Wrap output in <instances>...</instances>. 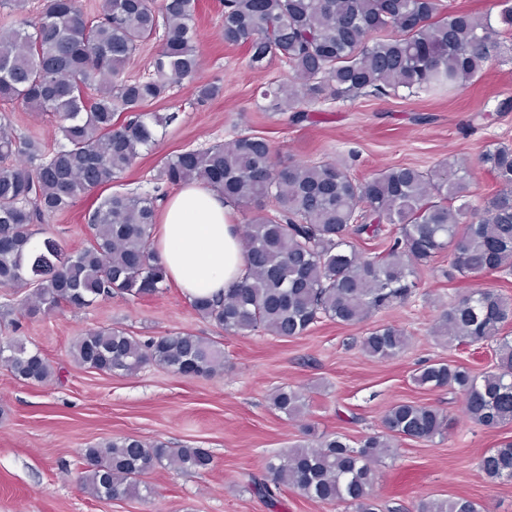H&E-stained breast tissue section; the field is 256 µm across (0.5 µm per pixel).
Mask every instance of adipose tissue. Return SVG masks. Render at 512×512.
<instances>
[{
	"label": "adipose tissue",
	"mask_w": 512,
	"mask_h": 512,
	"mask_svg": "<svg viewBox=\"0 0 512 512\" xmlns=\"http://www.w3.org/2000/svg\"><path fill=\"white\" fill-rule=\"evenodd\" d=\"M167 278L187 296L223 297L247 273L242 229L216 192L197 183L168 202L154 231Z\"/></svg>",
	"instance_id": "obj_1"
}]
</instances>
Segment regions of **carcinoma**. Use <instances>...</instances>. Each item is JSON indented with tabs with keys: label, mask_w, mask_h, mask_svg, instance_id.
<instances>
[{
	"label": "carcinoma",
	"mask_w": 512,
	"mask_h": 512,
	"mask_svg": "<svg viewBox=\"0 0 512 512\" xmlns=\"http://www.w3.org/2000/svg\"><path fill=\"white\" fill-rule=\"evenodd\" d=\"M197 5L99 0L90 20L80 0H45L36 21L0 30V101L58 116L61 133L58 147L47 151L0 121V288L29 289L23 314L49 316L114 295L145 298L167 289L151 246L156 206L150 196L115 191L104 197L89 216L93 241L86 248L67 252L55 238L37 244L34 238L45 217L114 184L173 120L146 106L172 83L196 75ZM504 32H512V6L494 21L488 12L452 11L442 0H224L222 26L226 45L246 47L250 67L274 59L288 65L292 78L262 96L272 110L295 118L307 102L460 86L502 54ZM153 39L160 46L152 70L126 77L132 57ZM222 91L217 82L195 86L200 102ZM478 163L499 189L474 206L467 201L469 171L456 162L430 170L394 166L360 181L341 160L278 165L269 140L251 132L165 158L161 182L196 181L224 202L254 211L243 226L248 274L224 300L194 297L191 307L227 334L265 331L288 339L323 319L352 325L404 303L418 288L417 268L443 252L453 273H511L512 147L489 149ZM382 234L383 251L358 250L355 241ZM511 317L512 299L491 289L443 308L434 339L460 346L494 341L495 364L477 375L452 361L428 362L414 382L462 395L465 413L482 427L512 424V341L500 335ZM407 342L403 328L382 325L367 332L361 348L370 358L388 359ZM70 355L80 367L115 376L150 363L183 376H207L224 365L221 343L209 337L169 333L142 340L119 327L86 331ZM0 363L30 383L55 376L49 359L17 337L0 344ZM270 401L299 421L308 396L286 385ZM450 423L438 407L398 401L386 409L380 432L356 442L306 426L304 439L271 456L255 486L271 502L284 486L348 512H377V465L398 441L442 439ZM81 459L79 481L96 499L149 495L144 477L164 465L201 475L213 463L204 448H170L131 435L85 448ZM478 467L492 482L512 481V441L484 452ZM417 512H477V506L466 497L433 499L421 501Z\"/></svg>",
	"instance_id": "carcinoma-1"
}]
</instances>
